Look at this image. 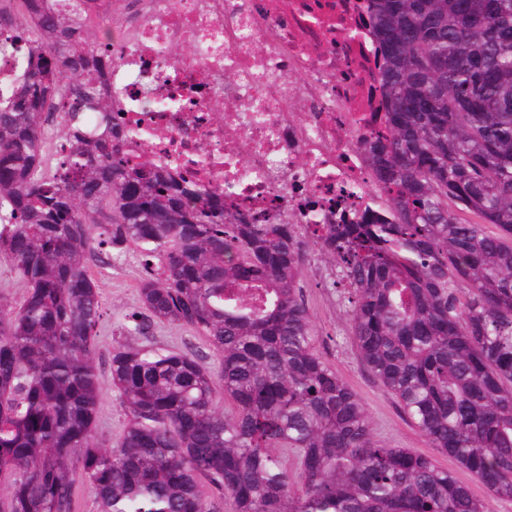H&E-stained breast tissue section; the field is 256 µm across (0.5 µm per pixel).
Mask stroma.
Wrapping results in <instances>:
<instances>
[{"mask_svg": "<svg viewBox=\"0 0 512 512\" xmlns=\"http://www.w3.org/2000/svg\"><path fill=\"white\" fill-rule=\"evenodd\" d=\"M331 259L312 254L302 281L303 295L311 320L318 333L317 348L338 375L364 402L373 433L380 442L394 448H408L435 459L466 484L474 497L486 502L490 512H512V501L492 498L487 490L454 459L432 448L427 439L406 420L395 398L373 378L359 359L349 335L347 317L334 288L330 286ZM89 272L101 288L105 322L100 331L98 365L104 384L98 410L96 437L109 445L116 443L123 433L128 418L118 395L109 380L108 360L112 343L119 335V327L139 309L138 287L144 276L141 258L136 248H128L113 264H93ZM152 340L181 352H192L202 358L203 364L217 369L219 360L207 340L186 326L157 323L152 329Z\"/></svg>", "mask_w": 512, "mask_h": 512, "instance_id": "35a3bbf8", "label": "stroma"}]
</instances>
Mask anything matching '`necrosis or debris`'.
<instances>
[{"instance_id": "necrosis-or-debris-1", "label": "necrosis or debris", "mask_w": 512, "mask_h": 512, "mask_svg": "<svg viewBox=\"0 0 512 512\" xmlns=\"http://www.w3.org/2000/svg\"><path fill=\"white\" fill-rule=\"evenodd\" d=\"M104 3L114 118L139 130L131 158L223 193L260 224L307 223L312 202L329 223L364 209V143L381 119L369 0ZM180 44L192 54H173Z\"/></svg>"}]
</instances>
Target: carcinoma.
Returning <instances> with one entry per match:
<instances>
[{"mask_svg":"<svg viewBox=\"0 0 512 512\" xmlns=\"http://www.w3.org/2000/svg\"><path fill=\"white\" fill-rule=\"evenodd\" d=\"M97 0H0L30 23L0 96V512H488L434 459L377 440L317 350L310 252L361 362L430 446L512 500V0H373L386 132L366 145L377 205L355 224H252L224 194L125 150L89 43ZM97 115L86 126L84 114ZM130 245L146 277L132 331L187 326L219 353L112 344L128 417L107 447L88 266ZM224 394L229 409L216 405ZM296 463L291 474L285 465ZM75 492L78 512H100L97 493L92 484L77 478Z\"/></svg>","mask_w":512,"mask_h":512,"instance_id":"carcinoma-1","label":"carcinoma"}]
</instances>
